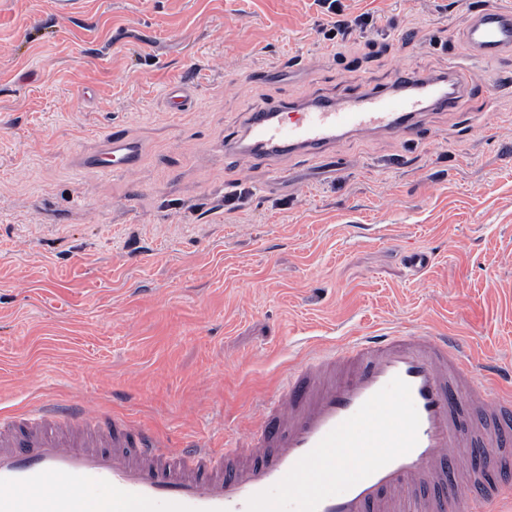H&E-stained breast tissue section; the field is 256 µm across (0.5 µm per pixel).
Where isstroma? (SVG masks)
I'll return each instance as SVG.
<instances>
[{"label": "stroma", "mask_w": 512, "mask_h": 512, "mask_svg": "<svg viewBox=\"0 0 512 512\" xmlns=\"http://www.w3.org/2000/svg\"><path fill=\"white\" fill-rule=\"evenodd\" d=\"M378 29L336 54L313 0H0V414L96 403L165 438L245 443L305 349L400 327L512 370V54L422 118L238 167L246 109L468 60L492 0H342ZM189 107L169 110L172 86ZM134 174L86 165L112 131ZM243 197H236V190ZM424 251L420 272L405 257Z\"/></svg>", "instance_id": "stroma-1"}]
</instances>
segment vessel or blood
I'll list each match as a JSON object with an SVG mask.
<instances>
[{"label":"vessel or blood","mask_w":512,"mask_h":512,"mask_svg":"<svg viewBox=\"0 0 512 512\" xmlns=\"http://www.w3.org/2000/svg\"><path fill=\"white\" fill-rule=\"evenodd\" d=\"M461 35L474 66L423 76L403 65L383 90L250 109L224 149L246 166L322 156L347 135L421 138L419 114L455 109L485 81L478 65L512 54V6L473 11ZM140 159L115 135L89 163L131 174ZM247 445L254 455L228 468L225 451L163 444L83 403L27 409L0 418V512H485L512 486L489 477L461 497L459 459L478 450L512 466V374L482 370L455 336H358L289 370Z\"/></svg>","instance_id":"vessel-or-blood-1"}]
</instances>
